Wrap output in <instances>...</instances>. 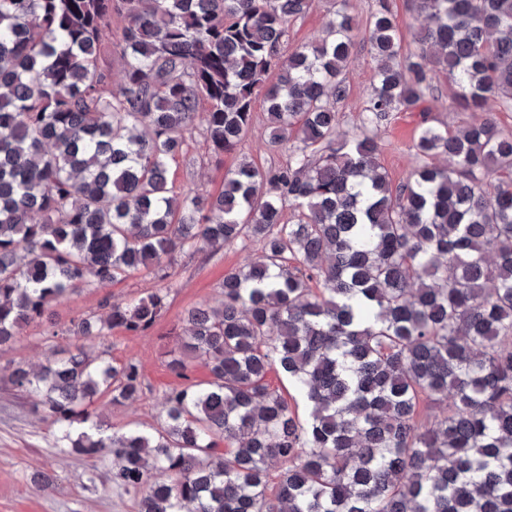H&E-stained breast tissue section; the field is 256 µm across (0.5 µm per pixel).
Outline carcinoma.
Wrapping results in <instances>:
<instances>
[{
	"label": "carcinoma",
	"instance_id": "obj_1",
	"mask_svg": "<svg viewBox=\"0 0 512 512\" xmlns=\"http://www.w3.org/2000/svg\"><path fill=\"white\" fill-rule=\"evenodd\" d=\"M412 3L426 25L405 53L376 0L371 91L345 129L349 0L289 52L288 24L314 0H0V346L75 289L165 280L182 254L262 243L219 305L184 314L168 367L209 378L166 392L150 429L101 432L94 400L133 401L145 380L85 343L149 330L166 288L51 323L78 343L8 376L59 447L110 462L133 512H512V131L485 112L491 99L512 111V0ZM114 13L115 88L98 65ZM441 75L448 111L482 118L422 119L394 185L378 132L436 97ZM260 95L288 162L242 158L215 195L176 190L196 122L233 154Z\"/></svg>",
	"mask_w": 512,
	"mask_h": 512
}]
</instances>
